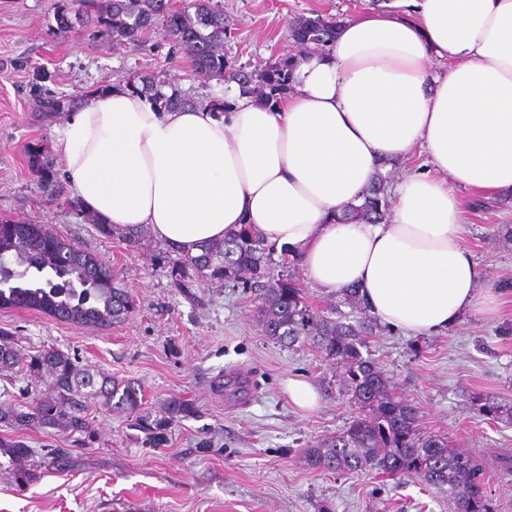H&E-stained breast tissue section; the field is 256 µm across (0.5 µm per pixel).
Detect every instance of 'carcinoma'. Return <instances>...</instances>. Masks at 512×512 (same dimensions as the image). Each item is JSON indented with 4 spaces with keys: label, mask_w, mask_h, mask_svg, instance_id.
<instances>
[{
    "label": "carcinoma",
    "mask_w": 512,
    "mask_h": 512,
    "mask_svg": "<svg viewBox=\"0 0 512 512\" xmlns=\"http://www.w3.org/2000/svg\"><path fill=\"white\" fill-rule=\"evenodd\" d=\"M91 21L112 32L116 42H135L142 33L162 25L174 45L190 58L195 70L236 83L244 92L259 86L258 100L276 108L291 89L290 75L298 55L323 48L336 37L341 20L315 14L300 16L290 27L296 53L254 67L236 66L224 56L227 23L224 9L213 0H72V7L57 14L64 35ZM133 93L148 94L163 109L183 107L192 100L174 90L167 95L154 88L149 77L125 82ZM73 103L62 97L38 98L39 115L67 111ZM27 166L36 174L38 188L50 203L79 209L58 178L53 160L39 144L25 150ZM388 177L380 173L362 196L345 205L336 220L379 224L388 218ZM96 230L121 235L129 251L146 247L144 229L117 228L92 219ZM272 248L252 226L245 224L228 237L212 242L193 255L172 247L152 251L150 259L167 269L170 283L185 295L196 285L224 283L255 292L256 313L262 332L288 346H312L340 368V382L349 396L353 415L348 426L303 449L310 469L337 473L371 471L389 479L415 476L448 493V512H495L484 472L478 461L441 434L420 431L415 407L398 397L389 377L363 353L378 325L355 288L342 291L351 314L331 306L319 310L311 303L299 279L288 271L270 268ZM40 311L61 322L106 329L128 319L136 309L132 294L105 261L52 232L45 224H0V309ZM0 371L20 372L32 383L46 380L48 397L22 391V401L0 404V422L18 431L57 430L77 443L93 437L89 411L121 412L147 434V444L159 448L183 419L196 414L185 399L175 398L163 414L144 409V388L132 379H115L78 365L75 358L55 348L23 354L11 337L0 331ZM468 406L491 421L512 425V400L469 394ZM28 453L24 442L0 439V457L14 466V481L25 488L41 478L42 469L17 465ZM74 457L68 448H51L43 469L64 471Z\"/></svg>",
    "instance_id": "obj_1"
}]
</instances>
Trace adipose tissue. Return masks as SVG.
Listing matches in <instances>:
<instances>
[{"instance_id":"ef3b65f1","label":"adipose tissue","mask_w":512,"mask_h":512,"mask_svg":"<svg viewBox=\"0 0 512 512\" xmlns=\"http://www.w3.org/2000/svg\"><path fill=\"white\" fill-rule=\"evenodd\" d=\"M447 61L430 71V58ZM269 109L232 87V111L157 109L115 86L71 112L53 150L81 208L199 253L242 224L296 257L323 293L358 289L379 324L409 336L491 310L463 244V187L512 193V0H394L344 20L301 54ZM424 150L382 224L336 215L383 162Z\"/></svg>"}]
</instances>
